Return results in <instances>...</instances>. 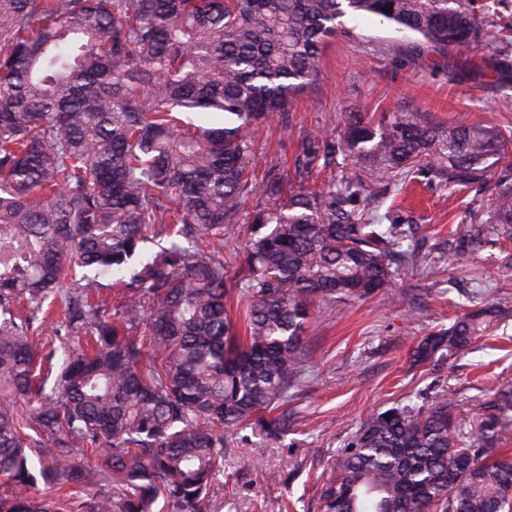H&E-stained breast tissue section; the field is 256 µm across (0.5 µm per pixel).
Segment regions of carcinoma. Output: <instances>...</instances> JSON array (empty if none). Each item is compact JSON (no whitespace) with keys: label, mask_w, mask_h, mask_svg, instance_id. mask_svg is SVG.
I'll return each instance as SVG.
<instances>
[{"label":"carcinoma","mask_w":512,"mask_h":512,"mask_svg":"<svg viewBox=\"0 0 512 512\" xmlns=\"http://www.w3.org/2000/svg\"><path fill=\"white\" fill-rule=\"evenodd\" d=\"M348 14L441 50L483 37L469 0H0V512H67L78 487L83 512H214L228 436L288 432L314 311L390 288L412 257L403 225L358 206L366 180L304 187L317 161L344 148L374 182L427 170L459 186L501 163L454 261L512 240V137L466 122L356 118L344 140H300L295 180L270 168L253 183L254 133L315 81ZM251 194L236 268L224 229ZM78 268L124 273L120 296L95 299L86 275L64 288ZM48 299L65 325L39 347ZM496 317L457 316L413 362L465 352ZM453 409L442 394L369 415L322 512L512 508V386L475 416Z\"/></svg>","instance_id":"1"}]
</instances>
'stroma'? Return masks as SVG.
<instances>
[{
	"mask_svg": "<svg viewBox=\"0 0 512 512\" xmlns=\"http://www.w3.org/2000/svg\"><path fill=\"white\" fill-rule=\"evenodd\" d=\"M472 6L484 41L444 52L377 18L344 17L343 32L321 50L316 81L258 133V171L293 173L299 138L343 129L353 114L376 122L417 111L442 126L463 119L512 128V70L499 64L512 58V33L501 29L512 0ZM373 190L379 223L409 226L420 264L392 290L317 311L304 336L305 374L288 402L293 425L277 441L251 428L229 436L216 512H320L331 462L372 412L446 391L465 416L487 390L512 382V243L484 248L467 268L450 253L468 225L485 219L493 181L462 187L430 174ZM398 293L415 295V303H397ZM488 302L501 316L470 350L444 363H413L418 338Z\"/></svg>",
	"mask_w": 512,
	"mask_h": 512,
	"instance_id": "35a3bbf8",
	"label": "stroma"
}]
</instances>
